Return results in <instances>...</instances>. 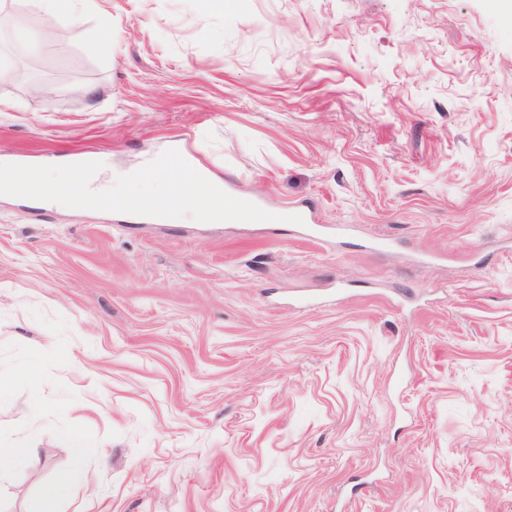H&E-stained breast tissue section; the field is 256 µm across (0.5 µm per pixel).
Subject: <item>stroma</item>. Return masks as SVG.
<instances>
[{
	"instance_id": "35a3bbf8",
	"label": "stroma",
	"mask_w": 512,
	"mask_h": 512,
	"mask_svg": "<svg viewBox=\"0 0 512 512\" xmlns=\"http://www.w3.org/2000/svg\"><path fill=\"white\" fill-rule=\"evenodd\" d=\"M104 8L9 58L0 164L102 190L178 143L324 232L0 195V441L37 450L0 512L76 466L53 512H512L502 0Z\"/></svg>"
}]
</instances>
